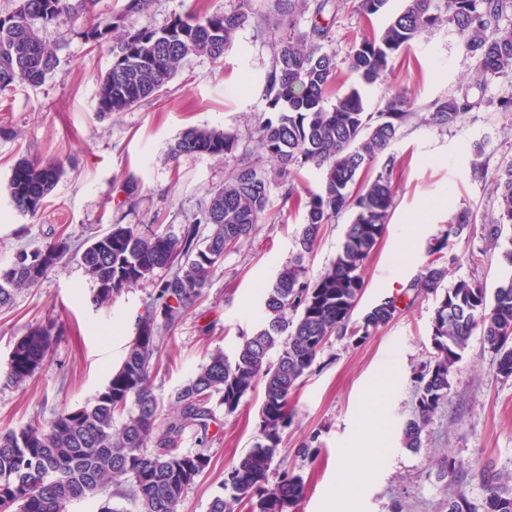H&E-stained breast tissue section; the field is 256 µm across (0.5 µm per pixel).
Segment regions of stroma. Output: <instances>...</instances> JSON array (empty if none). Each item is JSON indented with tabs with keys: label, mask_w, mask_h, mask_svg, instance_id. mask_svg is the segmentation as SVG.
Returning <instances> with one entry per match:
<instances>
[{
	"label": "stroma",
	"mask_w": 512,
	"mask_h": 512,
	"mask_svg": "<svg viewBox=\"0 0 512 512\" xmlns=\"http://www.w3.org/2000/svg\"><path fill=\"white\" fill-rule=\"evenodd\" d=\"M127 0H96L90 15L112 23L109 39L92 45L73 32L69 19L40 28L59 66L38 84L15 86L0 105V267L23 250L67 238L79 245L91 232L119 221L153 224L173 230L192 223L209 190L222 185L236 158H173L180 134L191 127L217 129L248 145L270 115L263 79L275 61L271 41L256 38V26L281 29L272 0H251L255 19L235 34L221 62L192 55L166 92L127 111L100 117L95 92L112 65L113 49L130 31L165 27L174 16L232 10L240 0H152L140 13L125 10ZM404 0H389L386 13L364 19L355 0H339L326 52L335 55L339 89L351 84L346 58L353 44L379 35ZM474 60L447 21L423 29L408 53L396 56L383 80L364 86L367 111L377 112L398 90L410 98L409 117L392 145L400 166L387 230L362 270L365 289L354 321L386 298L400 293L429 261L427 246L453 216L468 210L474 222L456 240L447 284L466 279L494 290L508 267L501 249L487 247L481 225L496 210L489 180L470 166L476 145H484L488 167L512 157V113L483 107L456 124L437 127L422 116L440 99L459 95L470 83ZM59 160L64 174L35 216L11 204L8 181L17 160ZM141 183L137 203L126 202L129 177ZM350 215L326 225L311 254L303 256L310 277H318L335 259ZM303 214L292 208L282 189H273L268 219L239 249L226 253L206 289L205 298L164 338L166 356L154 372L159 396L185 384L208 354H233L240 336L261 320L262 297L278 270L298 254ZM483 252L472 265L469 252ZM95 285L77 259L49 273L35 288L15 293L0 311V427L18 428L37 418L51 421L62 409L94 400L124 357L139 316L155 287L143 283L125 291L109 307L92 303ZM435 298L418 297L402 307L386 326L363 341L333 337L303 377L292 398L293 423L273 466L302 475L307 490L290 512H331L337 456L359 444L362 408L372 387L392 386L381 413L386 431L380 444L386 458L367 472L348 512H448L457 493L480 495V471L512 474V378L497 376L492 354L473 334L451 377L449 401L423 428L419 449L405 447L402 428L414 410V374L431 351ZM55 321L48 359L32 378L7 383L4 371L16 336ZM261 390H254L238 411L219 416L207 441L187 436L184 447L211 458L208 472L188 489L178 512H208L222 493L224 471L247 453L258 437ZM313 454H305V445ZM452 459L457 477L443 475Z\"/></svg>",
	"instance_id": "35a3bbf8"
}]
</instances>
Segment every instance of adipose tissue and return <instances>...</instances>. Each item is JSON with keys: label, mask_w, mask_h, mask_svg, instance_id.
<instances>
[{"label": "adipose tissue", "mask_w": 512, "mask_h": 512, "mask_svg": "<svg viewBox=\"0 0 512 512\" xmlns=\"http://www.w3.org/2000/svg\"><path fill=\"white\" fill-rule=\"evenodd\" d=\"M389 391L388 384H377L369 394L367 405L361 416V431L368 445L364 448L345 449L336 461L335 494L343 496L356 492L362 476L369 465L379 463L380 455L377 448L371 447L370 442L380 432L378 420L373 407L376 403L385 401Z\"/></svg>", "instance_id": "1"}]
</instances>
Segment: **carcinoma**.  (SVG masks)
I'll return each instance as SVG.
<instances>
[{
	"mask_svg": "<svg viewBox=\"0 0 512 512\" xmlns=\"http://www.w3.org/2000/svg\"><path fill=\"white\" fill-rule=\"evenodd\" d=\"M283 17L280 34L256 26L257 36L277 47L275 64L265 76L267 107L274 117L257 130L251 148L239 149L237 137L215 129H187L174 155L223 157L241 151L224 184L210 190L200 218L180 233L152 224L119 222L89 237L76 251L64 237L42 249L23 252L25 261L0 269V308L14 292L37 287L49 272L73 254L96 284L92 301L110 305L124 290L153 281L157 295L138 320L122 364L105 388L84 407L59 412L49 425L33 419L19 428L0 430V509L4 512H71L81 500L106 497L97 512H117L112 497L131 501L137 512H178L186 490L210 468L201 451L181 448L186 431L207 434L215 409L234 414L257 385L263 388L259 436L253 447L224 471V493L213 498L210 512H288L306 492L302 476L275 472L273 462L292 423L290 403L299 381L334 336L370 335L399 311L391 297L352 316L365 288L361 271L384 236L393 205L397 159L390 146L409 115V97L395 92L379 112L366 111L353 85L327 95L337 79L335 56L323 51L329 41L336 0H275ZM447 21L475 60V80L461 94L435 101L424 121L446 127L482 106L475 97L495 79L512 77V0H445ZM73 0H19L15 11L0 17V95L18 84H35L58 66L55 52L39 28L63 15L77 21ZM309 15V28L298 17ZM442 19L439 0H405L383 32L352 46L347 68L360 84L383 79L392 59L410 49L418 33ZM249 21V9L178 16L161 30H138L118 44L112 67L99 83L96 112H124L167 89L185 60L204 54L224 56L236 31ZM483 146L475 149L473 169L491 175L496 216L483 224L487 244L502 239L512 245V159L488 172ZM323 169L313 190L300 173ZM64 174L60 161L27 157L13 166L8 192L14 208L34 216ZM304 212L297 239L299 254L313 249L320 231L349 212L341 247L329 268L315 279L301 259L278 272L263 295L264 323L243 337L234 357L207 356L195 375L170 395L173 408L153 386L160 334L177 326L204 297V290L224 255L241 247L264 221L271 184ZM462 211L428 246L434 255L403 295H439L431 324L433 352L415 375V409L404 427L409 448L421 446L425 422L448 402L451 375L475 331L495 359L496 374L512 377V277L487 296L481 285L464 279L444 286L448 267L443 250L467 230ZM209 226L203 233L201 225ZM55 324L28 329L14 343L6 381L18 385L46 362ZM276 358H271V355ZM482 494L448 498V512H512V477L484 471Z\"/></svg>",
	"mask_w": 512,
	"mask_h": 512,
	"instance_id": "1",
	"label": "carcinoma"
}]
</instances>
